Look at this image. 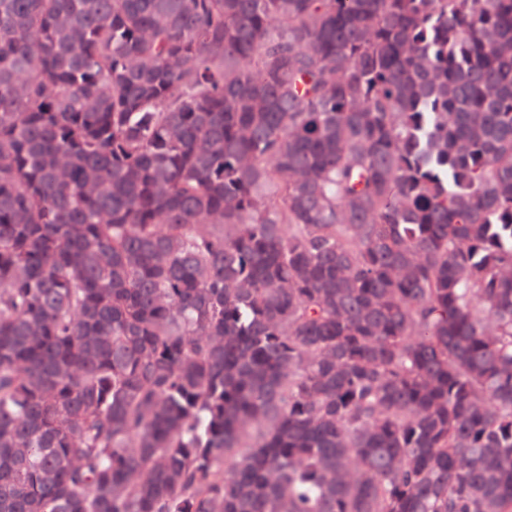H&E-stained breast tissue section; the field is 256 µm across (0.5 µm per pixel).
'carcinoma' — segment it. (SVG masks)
I'll list each match as a JSON object with an SVG mask.
<instances>
[{"instance_id":"cac0c4a2","label":"carcinoma","mask_w":512,"mask_h":512,"mask_svg":"<svg viewBox=\"0 0 512 512\" xmlns=\"http://www.w3.org/2000/svg\"><path fill=\"white\" fill-rule=\"evenodd\" d=\"M0 512H512V0H0Z\"/></svg>"}]
</instances>
